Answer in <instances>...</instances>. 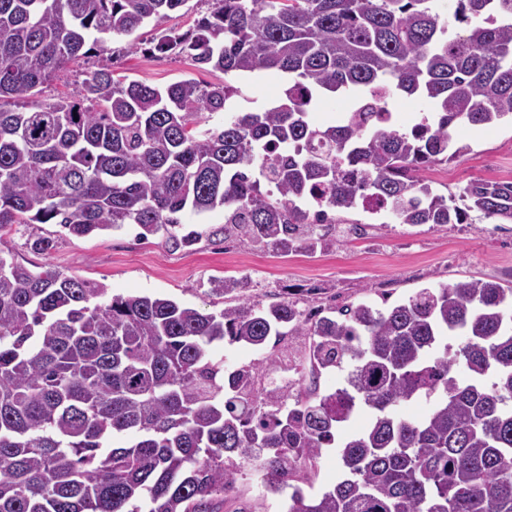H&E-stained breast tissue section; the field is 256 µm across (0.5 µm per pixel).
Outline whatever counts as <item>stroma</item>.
Wrapping results in <instances>:
<instances>
[{
    "mask_svg": "<svg viewBox=\"0 0 512 512\" xmlns=\"http://www.w3.org/2000/svg\"><path fill=\"white\" fill-rule=\"evenodd\" d=\"M158 29L140 27L133 36L108 38L103 54L69 63L57 79L45 85L41 98L77 93L87 72L110 65L116 77L163 88L192 78L220 83L222 72L196 67L185 55L157 51ZM238 93L234 111H258L277 101L286 87L285 76L264 71L233 78ZM459 140L469 143L466 155L424 170L423 175L444 193L458 191L468 181L512 180V124L458 127ZM199 240L188 248H172L164 236L140 238L136 225L88 236L69 234L57 224H18L0 237V257L32 271L49 265L63 273L107 286L113 294L156 295L179 303L218 311L223 296L213 294L216 280L233 277L243 282V298L265 304L278 300L283 288L313 289L312 306H342L360 302L399 301L417 289L460 280L495 279L512 285V224L473 219L469 224L408 226L368 225L362 236L334 242L322 251L288 255L238 241L209 237L223 225V210L186 213ZM53 239L45 255L34 253L31 242ZM339 474L335 451L302 463L297 481L305 494L315 495ZM288 492H265L263 474L244 465L235 497L227 512H287Z\"/></svg>",
    "mask_w": 512,
    "mask_h": 512,
    "instance_id": "35a3bbf8",
    "label": "stroma"
}]
</instances>
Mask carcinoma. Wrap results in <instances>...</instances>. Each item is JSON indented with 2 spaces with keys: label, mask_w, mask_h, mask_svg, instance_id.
<instances>
[{
  "label": "carcinoma",
  "mask_w": 512,
  "mask_h": 512,
  "mask_svg": "<svg viewBox=\"0 0 512 512\" xmlns=\"http://www.w3.org/2000/svg\"><path fill=\"white\" fill-rule=\"evenodd\" d=\"M188 0H0V233L59 224L84 236L126 224L179 234L182 214L224 210L226 234L281 253L325 242V215L374 202L393 222L512 223V181L476 179L439 193L420 171L467 154L461 125L512 121V0H216L193 31L160 48L225 75L277 69L288 88L262 112H225L229 83L164 89L86 74L80 97L39 100L65 65L110 36L161 26ZM392 96L435 114L408 131ZM355 92L318 125V91ZM226 278L205 312L173 299L114 295L51 266L0 258V512H221L241 465L272 492L336 448L342 474L322 493L298 487L288 512H512V287L467 280L423 287L388 306L265 307ZM306 336L301 369L348 368L331 393L255 389L260 368L210 356L218 340L261 351ZM458 336L457 345L448 337ZM464 368L458 378L455 367ZM419 399L426 412L394 407ZM360 410L364 426L341 432ZM131 434L121 447L114 436Z\"/></svg>",
  "instance_id": "obj_1"
}]
</instances>
